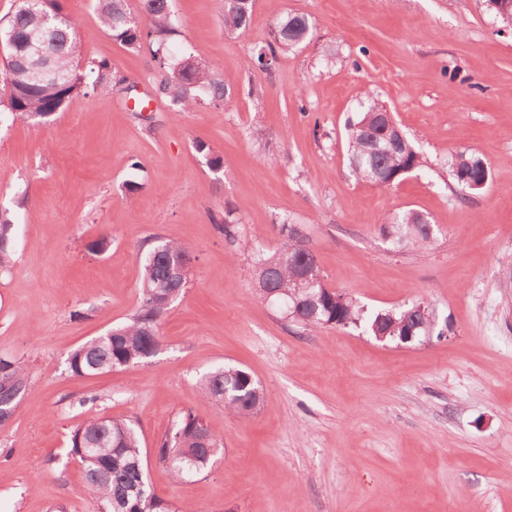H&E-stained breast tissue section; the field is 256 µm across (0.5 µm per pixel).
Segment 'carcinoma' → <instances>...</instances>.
<instances>
[{
  "mask_svg": "<svg viewBox=\"0 0 512 512\" xmlns=\"http://www.w3.org/2000/svg\"><path fill=\"white\" fill-rule=\"evenodd\" d=\"M143 24L126 21V0H95V9L105 31L112 39L134 51L148 49L161 71L157 93L170 111L191 112L201 104L218 106L224 102L227 86L209 67L187 69L183 60L168 54V44L178 35L171 11V0H139ZM224 28L244 30L252 12L242 11L237 0H220ZM22 40L30 37L47 44L53 74L45 80L33 78L22 63L7 58L3 79L4 93L0 108L14 121L41 122L62 110L69 100L87 89L81 72V46L76 36L77 20L63 13L61 0H19L7 24L0 27ZM310 35L309 20L292 15L278 23L273 31L271 47L287 52L303 43ZM90 72L97 73L94 90H106L125 83L112 76L106 61H93ZM386 106L380 99L366 97L348 124L351 174L356 181L376 184L375 175L382 172L390 186L401 179V170L413 171L424 166L423 156L410 141L391 153L373 149L371 138L378 136L385 119ZM489 175L486 162L467 153H459L451 161V176L463 192L475 193L471 182ZM213 224L232 242L236 228L224 214L210 213ZM381 234L396 246L429 248L436 229L426 216L409 210L381 220ZM15 233L14 217L8 209H0V271L12 263ZM283 242L273 251H260L254 256V280L259 296L282 308L286 317L313 331L327 326L361 329L370 336L385 334L388 341L399 343L410 336L419 341L434 334L444 335L448 326H440L426 318L432 307L424 299L414 300L398 309L369 312L355 299L319 284L314 290L302 288L300 271H319L316 257L307 247L303 235L294 224H281ZM189 248L172 239L153 238L140 250V302L127 322L102 336L94 337L68 356L70 372L90 376L135 364L156 355L160 347V326L172 303L187 288L172 280L173 269L181 264L189 270ZM28 385L24 365L11 358L0 357V415H12ZM203 397L224 406V411L239 419L250 418L264 401L260 382L251 378L245 368L226 365L210 372L203 380ZM71 452L80 465L87 491L96 502L98 512H175L152 490L144 469L141 441L135 425L112 417L90 418L77 425L70 435ZM224 451L223 441L204 427L192 411L181 412L173 429L156 442V458L181 481L205 471Z\"/></svg>",
  "mask_w": 512,
  "mask_h": 512,
  "instance_id": "obj_1",
  "label": "carcinoma"
}]
</instances>
